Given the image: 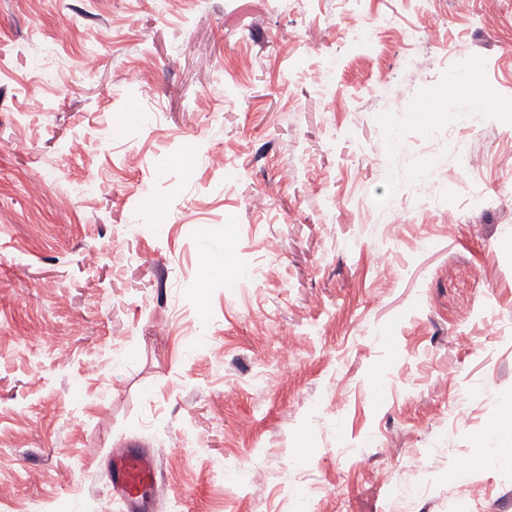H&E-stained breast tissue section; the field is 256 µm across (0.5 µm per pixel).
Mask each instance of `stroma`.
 Returning <instances> with one entry per match:
<instances>
[{"instance_id": "obj_1", "label": "stroma", "mask_w": 512, "mask_h": 512, "mask_svg": "<svg viewBox=\"0 0 512 512\" xmlns=\"http://www.w3.org/2000/svg\"><path fill=\"white\" fill-rule=\"evenodd\" d=\"M474 88L512 102V0H0V512H125L132 442L150 512H512V112ZM112 486L120 497L132 504L148 485L157 483L156 455L137 448H122L112 456Z\"/></svg>"}]
</instances>
